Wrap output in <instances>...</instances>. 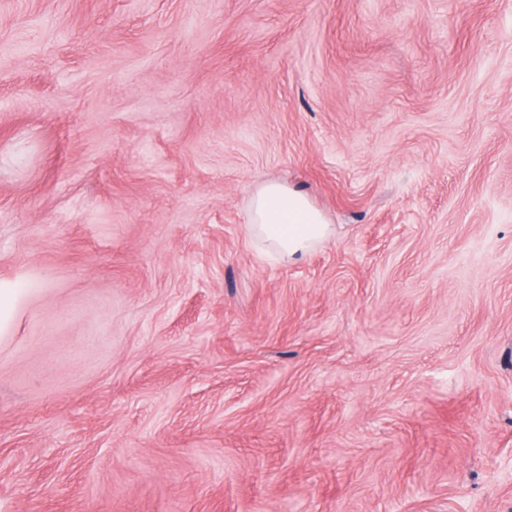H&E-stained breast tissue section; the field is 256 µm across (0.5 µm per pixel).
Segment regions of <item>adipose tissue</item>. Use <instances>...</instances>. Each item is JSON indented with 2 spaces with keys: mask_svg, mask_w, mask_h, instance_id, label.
<instances>
[{
  "mask_svg": "<svg viewBox=\"0 0 512 512\" xmlns=\"http://www.w3.org/2000/svg\"><path fill=\"white\" fill-rule=\"evenodd\" d=\"M247 232L280 261L296 263L332 237L335 229L303 192L268 181L250 198Z\"/></svg>",
  "mask_w": 512,
  "mask_h": 512,
  "instance_id": "ef3b65f1",
  "label": "adipose tissue"
}]
</instances>
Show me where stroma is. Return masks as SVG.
<instances>
[{
	"mask_svg": "<svg viewBox=\"0 0 512 512\" xmlns=\"http://www.w3.org/2000/svg\"><path fill=\"white\" fill-rule=\"evenodd\" d=\"M0 281V512H512V0H0ZM248 234L281 262L296 263L335 233L325 215L301 191L282 183L260 184L249 201ZM19 300L13 288H2L0 285V338L7 335Z\"/></svg>",
	"mask_w": 512,
	"mask_h": 512,
	"instance_id": "stroma-1",
	"label": "stroma"
}]
</instances>
